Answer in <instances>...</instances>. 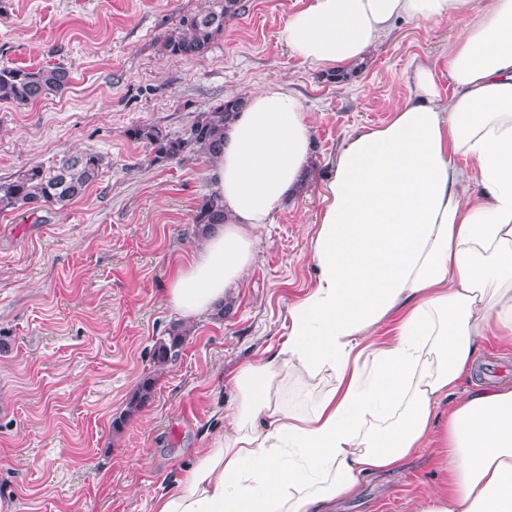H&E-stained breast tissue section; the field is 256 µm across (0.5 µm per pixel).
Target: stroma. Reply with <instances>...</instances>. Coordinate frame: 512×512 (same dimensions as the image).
<instances>
[{
    "instance_id": "35a3bbf8",
    "label": "stroma",
    "mask_w": 512,
    "mask_h": 512,
    "mask_svg": "<svg viewBox=\"0 0 512 512\" xmlns=\"http://www.w3.org/2000/svg\"><path fill=\"white\" fill-rule=\"evenodd\" d=\"M207 3L0 0V67L59 64L71 76L62 96L0 102V180L83 151L104 157L69 204L0 213V512H152L159 488L222 433L227 376L286 336L312 282L321 187L346 133L385 122L414 67L440 65L460 32L452 20H397L338 81L279 39L302 0H246L204 56H162L161 37ZM267 87L292 91L309 114L307 177L256 229V260L223 320L191 324L178 360L156 367L154 345L177 322L165 290L199 245L193 217L213 165L194 151L153 161L127 131L174 135L216 101ZM147 376L151 396L127 413ZM442 479L426 451L364 478L339 512H411Z\"/></svg>"
}]
</instances>
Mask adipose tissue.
I'll list each match as a JSON object with an SVG mask.
<instances>
[{
    "mask_svg": "<svg viewBox=\"0 0 512 512\" xmlns=\"http://www.w3.org/2000/svg\"><path fill=\"white\" fill-rule=\"evenodd\" d=\"M399 19L461 21L445 58L452 91L418 65L387 122L345 136L310 240L312 288L278 348L229 377L223 433L153 512H336L363 477L425 449L445 478L416 512H512V385L457 390L487 337L512 346V0H306L279 38L340 73ZM311 147L293 93L247 95L212 175L224 221L174 273L176 315L201 320L238 288L254 230L303 184ZM325 372L315 406L289 408L288 381Z\"/></svg>",
    "mask_w": 512,
    "mask_h": 512,
    "instance_id": "ef3b65f1",
    "label": "adipose tissue"
}]
</instances>
